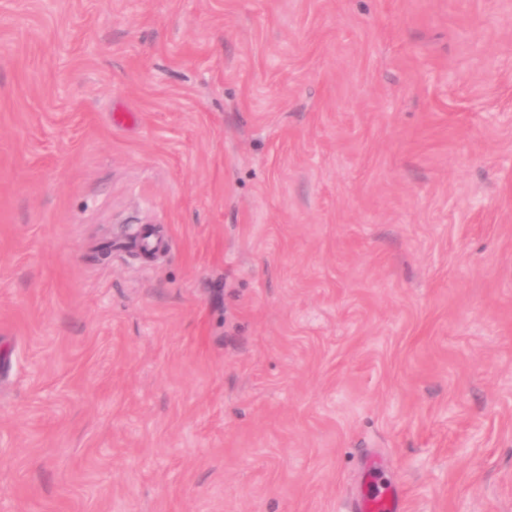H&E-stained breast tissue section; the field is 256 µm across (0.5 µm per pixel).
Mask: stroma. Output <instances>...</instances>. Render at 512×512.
Instances as JSON below:
<instances>
[{
    "mask_svg": "<svg viewBox=\"0 0 512 512\" xmlns=\"http://www.w3.org/2000/svg\"><path fill=\"white\" fill-rule=\"evenodd\" d=\"M370 459L512 512V0H0V512H353Z\"/></svg>",
    "mask_w": 512,
    "mask_h": 512,
    "instance_id": "1",
    "label": "stroma"
}]
</instances>
